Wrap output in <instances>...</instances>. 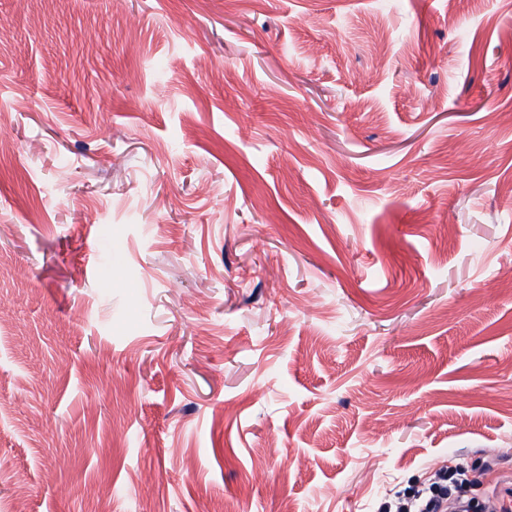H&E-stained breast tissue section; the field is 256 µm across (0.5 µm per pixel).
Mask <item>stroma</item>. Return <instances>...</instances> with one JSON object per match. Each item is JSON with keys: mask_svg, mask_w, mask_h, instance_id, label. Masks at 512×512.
I'll use <instances>...</instances> for the list:
<instances>
[{"mask_svg": "<svg viewBox=\"0 0 512 512\" xmlns=\"http://www.w3.org/2000/svg\"><path fill=\"white\" fill-rule=\"evenodd\" d=\"M0 120V512L512 477V0H0Z\"/></svg>", "mask_w": 512, "mask_h": 512, "instance_id": "35a3bbf8", "label": "stroma"}]
</instances>
